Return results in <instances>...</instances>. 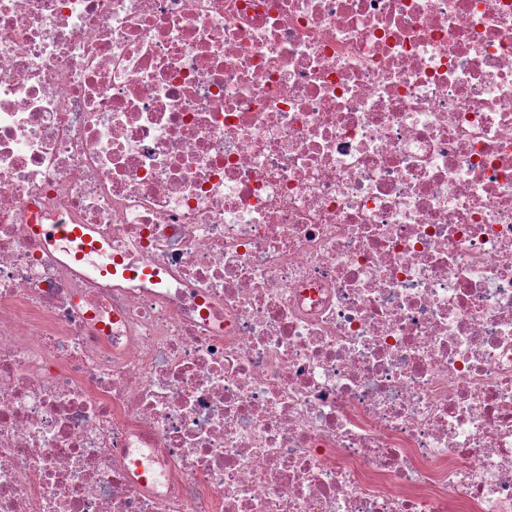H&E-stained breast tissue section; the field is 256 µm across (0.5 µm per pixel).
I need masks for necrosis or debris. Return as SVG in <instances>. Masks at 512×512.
I'll return each mask as SVG.
<instances>
[{
	"label": "necrosis or debris",
	"mask_w": 512,
	"mask_h": 512,
	"mask_svg": "<svg viewBox=\"0 0 512 512\" xmlns=\"http://www.w3.org/2000/svg\"><path fill=\"white\" fill-rule=\"evenodd\" d=\"M0 512H512V0H0Z\"/></svg>",
	"instance_id": "obj_1"
}]
</instances>
